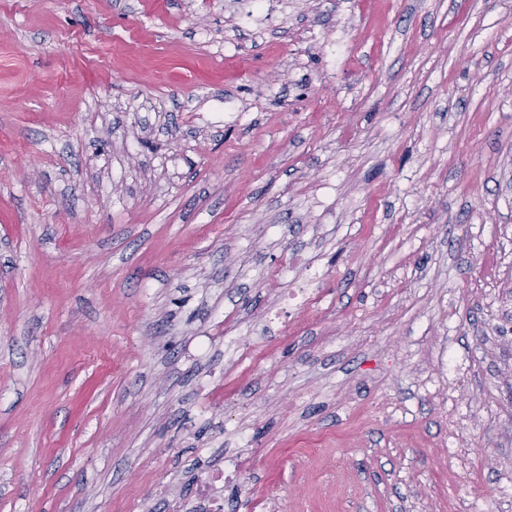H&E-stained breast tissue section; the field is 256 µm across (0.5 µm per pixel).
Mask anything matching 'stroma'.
Listing matches in <instances>:
<instances>
[{"mask_svg":"<svg viewBox=\"0 0 512 512\" xmlns=\"http://www.w3.org/2000/svg\"><path fill=\"white\" fill-rule=\"evenodd\" d=\"M235 458L224 512H512V0H0V512Z\"/></svg>","mask_w":512,"mask_h":512,"instance_id":"stroma-1","label":"stroma"}]
</instances>
